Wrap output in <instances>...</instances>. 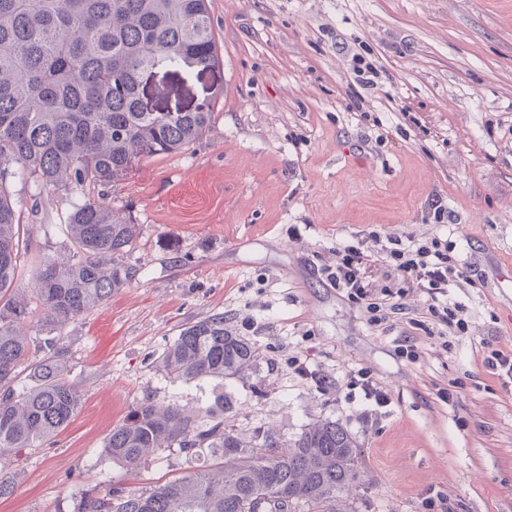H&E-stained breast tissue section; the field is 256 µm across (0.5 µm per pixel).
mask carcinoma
<instances>
[{
  "mask_svg": "<svg viewBox=\"0 0 512 512\" xmlns=\"http://www.w3.org/2000/svg\"><path fill=\"white\" fill-rule=\"evenodd\" d=\"M218 63L208 0H0V462L40 448L77 413L81 396L65 375L57 336H31L33 312L11 294L20 265L17 205L7 190L11 165L47 188L74 192L123 179L144 157L181 150L209 127L212 102L186 112H146L142 73H177ZM71 248L36 269L45 322L64 325L105 305L130 286L137 269L125 261L140 225L103 202L76 203L65 224ZM42 358L30 384L15 386L30 344ZM260 360L258 348L224 324V315L182 329L160 366L174 381L240 378ZM211 425L178 407L146 399L112 429V461L135 468L159 449L190 458L207 448L223 458L162 486L121 491L103 485L81 496L77 512H355L343 493L367 492L357 437L321 420L288 444L267 431L249 442L226 424Z\"/></svg>",
  "mask_w": 512,
  "mask_h": 512,
  "instance_id": "cac0c4a2",
  "label": "carcinoma"
}]
</instances>
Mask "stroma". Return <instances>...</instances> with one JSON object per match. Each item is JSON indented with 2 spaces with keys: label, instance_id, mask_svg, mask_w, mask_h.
<instances>
[{
  "label": "stroma",
  "instance_id": "obj_1",
  "mask_svg": "<svg viewBox=\"0 0 512 512\" xmlns=\"http://www.w3.org/2000/svg\"><path fill=\"white\" fill-rule=\"evenodd\" d=\"M219 63L158 70L160 107L215 98L186 149L143 159L83 195L140 224V273L57 334L81 394L68 426L0 468V512H73L99 485L149 489L211 464L156 452L139 468L103 445L144 399L203 413L234 405L243 440L296 438L339 421L356 434L371 491L356 512H512V389L484 364L512 356V0H210ZM380 72L356 81L355 57ZM21 261L12 292L34 301L38 256L63 258L74 198L19 176ZM439 201L452 214L436 223ZM384 235L456 241L472 285L448 290L468 328L428 334L409 293L379 325L322 276L337 247ZM220 314L258 347L245 376L172 381L159 360L179 332ZM415 346L417 359L405 357ZM305 358L315 379L295 375ZM364 369L380 407L346 385Z\"/></svg>",
  "mask_w": 512,
  "mask_h": 512
}]
</instances>
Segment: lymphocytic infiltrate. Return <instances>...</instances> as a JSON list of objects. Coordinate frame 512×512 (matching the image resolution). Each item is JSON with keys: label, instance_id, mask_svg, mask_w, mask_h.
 Segmentation results:
<instances>
[{"label": "lymphocytic infiltrate", "instance_id": "1", "mask_svg": "<svg viewBox=\"0 0 512 512\" xmlns=\"http://www.w3.org/2000/svg\"><path fill=\"white\" fill-rule=\"evenodd\" d=\"M454 249L453 242L439 237L419 242L372 231L357 243L337 248L335 265L324 267L323 273L353 303L365 308L370 323H381L386 311L395 309L409 292L418 291L433 324L463 332L468 327L464 309L449 302L448 290L466 279L469 266L453 259ZM380 264L391 273L385 284L377 285L370 273Z\"/></svg>", "mask_w": 512, "mask_h": 512}]
</instances>
